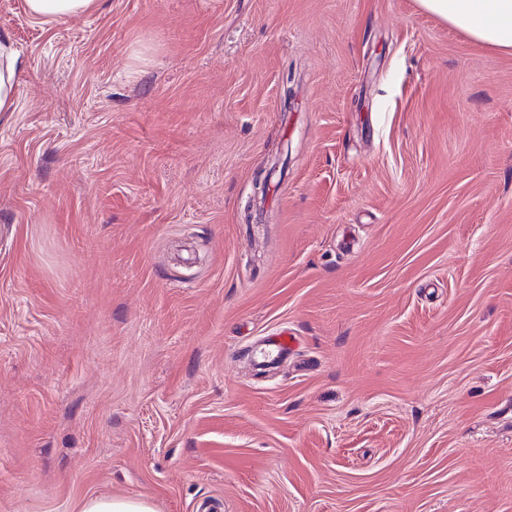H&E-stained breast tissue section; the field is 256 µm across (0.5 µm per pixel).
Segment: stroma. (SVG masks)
Returning <instances> with one entry per match:
<instances>
[{
    "label": "stroma",
    "instance_id": "stroma-1",
    "mask_svg": "<svg viewBox=\"0 0 512 512\" xmlns=\"http://www.w3.org/2000/svg\"><path fill=\"white\" fill-rule=\"evenodd\" d=\"M0 32V512H512V54L416 0ZM18 67V55L11 41L6 34L0 33V112L15 111ZM80 512H154V509L143 498L94 496L84 500Z\"/></svg>",
    "mask_w": 512,
    "mask_h": 512
}]
</instances>
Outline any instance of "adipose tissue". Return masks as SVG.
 Here are the masks:
<instances>
[{"label": "adipose tissue", "mask_w": 512, "mask_h": 512, "mask_svg": "<svg viewBox=\"0 0 512 512\" xmlns=\"http://www.w3.org/2000/svg\"><path fill=\"white\" fill-rule=\"evenodd\" d=\"M420 7L484 45L512 52V0H417Z\"/></svg>", "instance_id": "obj_1"}]
</instances>
